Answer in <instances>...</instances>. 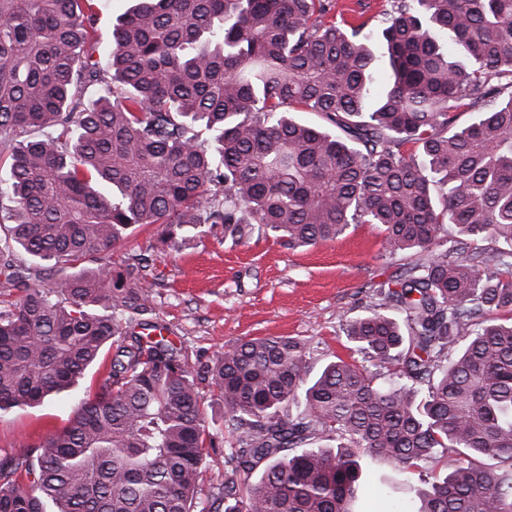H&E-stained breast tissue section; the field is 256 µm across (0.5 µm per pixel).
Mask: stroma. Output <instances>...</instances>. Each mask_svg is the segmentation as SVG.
<instances>
[{
	"label": "stroma",
	"mask_w": 512,
	"mask_h": 512,
	"mask_svg": "<svg viewBox=\"0 0 512 512\" xmlns=\"http://www.w3.org/2000/svg\"><path fill=\"white\" fill-rule=\"evenodd\" d=\"M159 225L139 228L112 253L113 262L151 253L143 282L150 305L171 340L199 371L213 356L257 336H291L316 344L314 368L348 356L342 328L367 313L372 294L396 279L405 257L389 256L375 226L351 227L339 239L291 250L254 233L245 243L226 239L221 227L203 226L175 247L158 249ZM106 375L93 367L80 385L43 405L0 417V454H23L27 445L64 429L77 401L95 392Z\"/></svg>",
	"instance_id": "35a3bbf8"
}]
</instances>
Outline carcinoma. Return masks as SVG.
I'll return each mask as SVG.
<instances>
[{
	"mask_svg": "<svg viewBox=\"0 0 512 512\" xmlns=\"http://www.w3.org/2000/svg\"><path fill=\"white\" fill-rule=\"evenodd\" d=\"M100 7L0 0V416L108 361L69 426L0 457V512H206L216 437L149 259L87 265L150 224L290 249L374 224L420 255L345 321L362 359L312 378L309 341L255 337L203 367L224 512H355L376 462L390 491L432 479L388 512H512V0H391L376 47L334 0H136L106 56ZM198 381L206 421L210 428L224 434V401L209 379ZM226 454L224 444H219L218 448L210 450V458L202 470L200 479L201 507L209 508L211 496L217 493V488L224 482V472L228 468L225 463Z\"/></svg>",
	"mask_w": 512,
	"mask_h": 512,
	"instance_id": "carcinoma-1",
	"label": "carcinoma"
}]
</instances>
